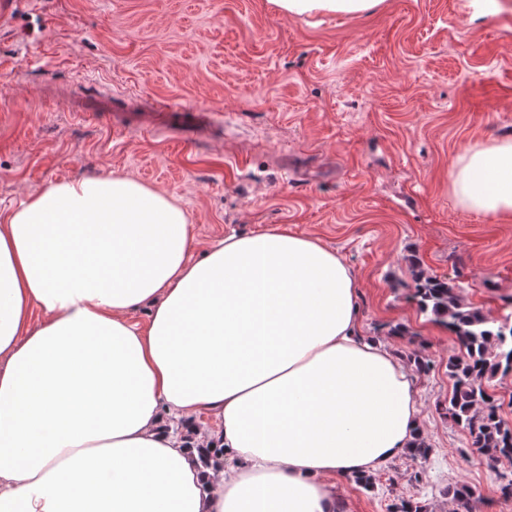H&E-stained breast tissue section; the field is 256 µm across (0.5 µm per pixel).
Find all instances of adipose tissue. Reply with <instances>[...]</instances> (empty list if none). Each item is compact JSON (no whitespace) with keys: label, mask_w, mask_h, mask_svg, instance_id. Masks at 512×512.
Segmentation results:
<instances>
[{"label":"adipose tissue","mask_w":512,"mask_h":512,"mask_svg":"<svg viewBox=\"0 0 512 512\" xmlns=\"http://www.w3.org/2000/svg\"><path fill=\"white\" fill-rule=\"evenodd\" d=\"M448 177L465 209L512 216V140ZM193 242L177 199L113 172L0 214V512H340L339 479L422 437L415 378L361 336L336 251L264 231L194 262ZM217 447L227 466L202 463Z\"/></svg>","instance_id":"ef3b65f1"}]
</instances>
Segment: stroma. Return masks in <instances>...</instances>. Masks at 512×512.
<instances>
[{
  "instance_id": "1",
  "label": "stroma",
  "mask_w": 512,
  "mask_h": 512,
  "mask_svg": "<svg viewBox=\"0 0 512 512\" xmlns=\"http://www.w3.org/2000/svg\"><path fill=\"white\" fill-rule=\"evenodd\" d=\"M505 2L473 21L465 0L321 16L270 0H0V212L114 172L178 198L196 259L231 233L319 239L357 279L362 336L412 366L430 446L371 488L342 483L343 512H448L458 484L472 512H512V468L445 413L455 338L410 297L415 262L489 316L512 296V218L464 209L448 179L470 145L512 140ZM95 88L109 110L77 118ZM151 102L171 106L162 130L143 124Z\"/></svg>"
}]
</instances>
